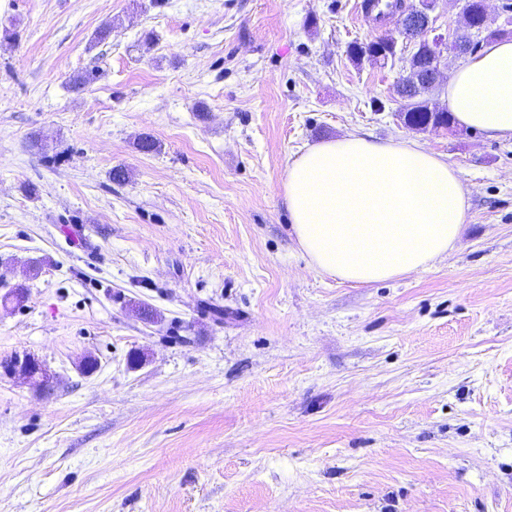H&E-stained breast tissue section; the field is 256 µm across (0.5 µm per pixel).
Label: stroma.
Here are the masks:
<instances>
[{
  "label": "stroma",
  "instance_id": "stroma-1",
  "mask_svg": "<svg viewBox=\"0 0 512 512\" xmlns=\"http://www.w3.org/2000/svg\"><path fill=\"white\" fill-rule=\"evenodd\" d=\"M412 48L352 0H0V358L56 376H0V512H512V140L397 121ZM350 134L458 169L453 251L310 265L282 180ZM382 43L383 39H380L378 42H372L371 44L364 42L351 43L347 48V55L352 62L357 65L361 64L365 58L375 64H387L389 59H394V52L388 51L385 47H381ZM0 371L1 374L32 382L46 391L53 387L54 376L43 363L28 354L1 359Z\"/></svg>",
  "mask_w": 512,
  "mask_h": 512
}]
</instances>
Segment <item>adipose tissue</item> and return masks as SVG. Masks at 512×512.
<instances>
[{
	"label": "adipose tissue",
	"mask_w": 512,
	"mask_h": 512,
	"mask_svg": "<svg viewBox=\"0 0 512 512\" xmlns=\"http://www.w3.org/2000/svg\"><path fill=\"white\" fill-rule=\"evenodd\" d=\"M456 121L512 139V41L489 43L446 90ZM283 201L318 271L367 284L428 268L459 241L468 199L456 168L411 140L319 142L287 167Z\"/></svg>",
	"instance_id": "1"
}]
</instances>
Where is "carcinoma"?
<instances>
[{
    "label": "carcinoma",
    "mask_w": 512,
    "mask_h": 512,
    "mask_svg": "<svg viewBox=\"0 0 512 512\" xmlns=\"http://www.w3.org/2000/svg\"><path fill=\"white\" fill-rule=\"evenodd\" d=\"M486 34V38H495L501 35V30L491 28L490 24L474 17L466 22V32L456 36L452 42L454 49L466 55L472 53L478 42L474 41L473 35ZM433 53L432 47L427 43L414 45L413 51L408 59V67L417 76L419 81L415 84L406 85L397 83L395 91L402 102L401 111L407 118L406 125L418 127L420 125H432L434 127L449 129L452 125V116L446 109H440L430 103L426 94L432 91L430 86L429 64ZM347 55L352 62L359 64L367 59L372 63L386 64L393 58L394 52L381 46V42L366 44L354 42L347 48Z\"/></svg>",
    "instance_id": "1"
}]
</instances>
